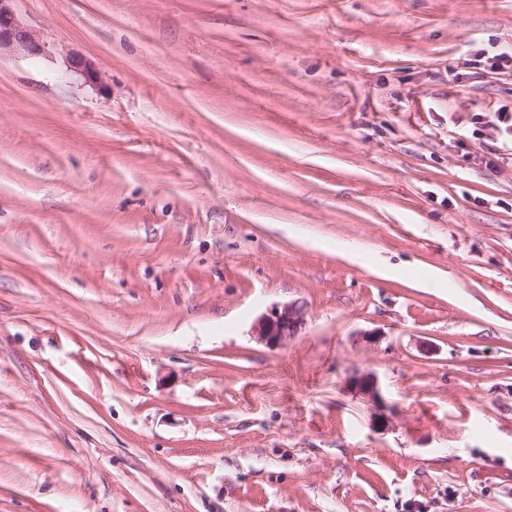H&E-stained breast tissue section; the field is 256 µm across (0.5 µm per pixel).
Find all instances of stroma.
I'll return each instance as SVG.
<instances>
[{"label": "stroma", "instance_id": "1", "mask_svg": "<svg viewBox=\"0 0 512 512\" xmlns=\"http://www.w3.org/2000/svg\"><path fill=\"white\" fill-rule=\"evenodd\" d=\"M13 6L0 512H512V0ZM14 0H0V57L21 55L37 59L45 54V44L36 31L25 25L12 7ZM66 69L81 78L84 84L97 89H107L104 74L92 60L85 56L79 54L68 55ZM304 321L302 308L296 303H288L261 315L254 324V336L271 348L280 347L297 336ZM353 389L355 393L366 399L372 406L374 411L373 417L376 423L381 427L388 426L390 418L386 412L390 409L376 376L365 374L356 377L354 379Z\"/></svg>", "mask_w": 512, "mask_h": 512}]
</instances>
